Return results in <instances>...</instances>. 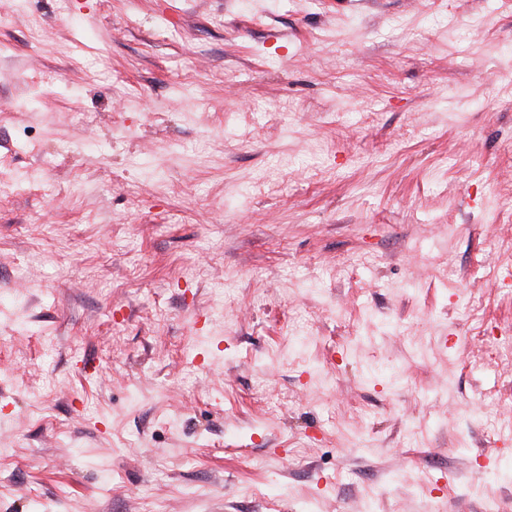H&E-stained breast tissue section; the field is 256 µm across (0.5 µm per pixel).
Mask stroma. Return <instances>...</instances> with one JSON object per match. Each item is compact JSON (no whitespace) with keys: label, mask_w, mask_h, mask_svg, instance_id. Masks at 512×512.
Masks as SVG:
<instances>
[{"label":"stroma","mask_w":512,"mask_h":512,"mask_svg":"<svg viewBox=\"0 0 512 512\" xmlns=\"http://www.w3.org/2000/svg\"><path fill=\"white\" fill-rule=\"evenodd\" d=\"M0 512H512V0H0Z\"/></svg>","instance_id":"obj_1"}]
</instances>
